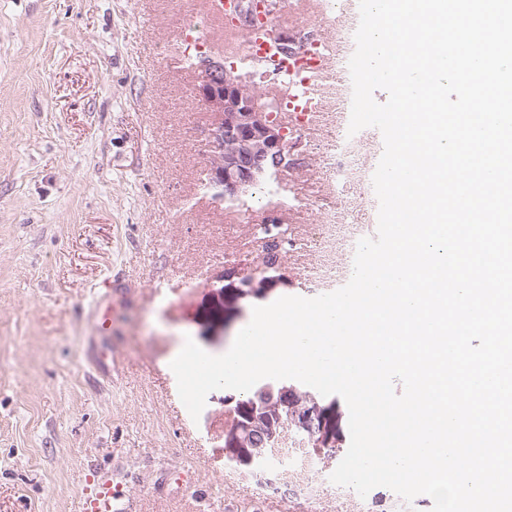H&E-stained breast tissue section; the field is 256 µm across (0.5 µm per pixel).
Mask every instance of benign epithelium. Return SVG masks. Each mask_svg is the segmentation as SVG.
<instances>
[{
  "label": "benign epithelium",
  "instance_id": "7a95c632",
  "mask_svg": "<svg viewBox=\"0 0 512 512\" xmlns=\"http://www.w3.org/2000/svg\"><path fill=\"white\" fill-rule=\"evenodd\" d=\"M271 10L269 0H249L232 20L247 28L264 24ZM196 71V96L207 111L218 115V125L209 141L213 147L209 183L217 199L237 200L284 170L282 160L297 153L298 143L282 122L256 105L253 87L237 77L235 66L228 67L223 59L209 56ZM249 408L252 413L225 431L224 448L251 475L254 457L263 455V449L250 447L248 433L255 427H265L270 437H275L274 421L281 420V415L280 404L274 402L260 408L251 404ZM287 421L307 433L318 453L336 447V423L326 417L325 408L314 395H302Z\"/></svg>",
  "mask_w": 512,
  "mask_h": 512
}]
</instances>
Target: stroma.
I'll return each instance as SVG.
<instances>
[{"mask_svg":"<svg viewBox=\"0 0 512 512\" xmlns=\"http://www.w3.org/2000/svg\"><path fill=\"white\" fill-rule=\"evenodd\" d=\"M208 33L192 0H0V512H77L94 481L123 483L136 512H198L167 482L183 474L216 492L215 512H339L335 484L307 466L278 473L282 491L224 464L225 399L199 419L166 377L186 339L218 356L255 306L323 294L318 273L343 256L318 230L329 214L376 234L378 203L349 185L334 201L326 89L316 120L286 123L301 141L286 196L241 218L203 189L217 124L175 67L184 25ZM290 242L264 297L224 305L225 272L248 275L263 218ZM111 293V361L88 359L96 297Z\"/></svg>","mask_w":512,"mask_h":512,"instance_id":"1","label":"stroma"}]
</instances>
